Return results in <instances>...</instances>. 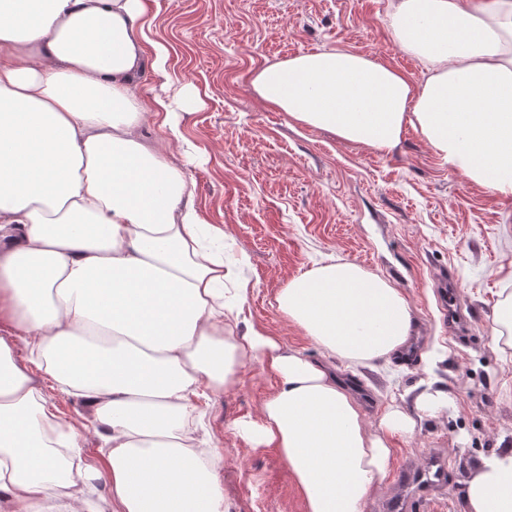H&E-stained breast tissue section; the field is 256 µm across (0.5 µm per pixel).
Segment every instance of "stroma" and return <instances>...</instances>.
<instances>
[{
  "instance_id": "stroma-1",
  "label": "stroma",
  "mask_w": 512,
  "mask_h": 512,
  "mask_svg": "<svg viewBox=\"0 0 512 512\" xmlns=\"http://www.w3.org/2000/svg\"><path fill=\"white\" fill-rule=\"evenodd\" d=\"M134 89L152 103L163 84L193 85L203 101L175 115V130L146 123L142 137L176 154L202 216L223 227L250 283L242 319L319 361L323 355L277 311L287 281L340 258L390 280L408 300L425 343L414 364L398 358L338 369L369 424L392 406L411 409L429 385L454 399L393 442V463L448 462V483L414 512H463L474 468L512 443V356L492 344L491 312L512 277V197L450 172L415 131L380 155L291 121L253 92L254 71L292 55L336 47L379 58L421 81L385 24L388 0H151ZM453 288L469 338L444 326L440 297ZM277 378L255 361L224 395L200 401L208 446L219 448L227 512H305L277 449L254 448L233 430L260 417ZM60 422L75 427L84 466L104 463L103 443L81 402L44 384Z\"/></svg>"
}]
</instances>
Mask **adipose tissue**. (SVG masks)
I'll return each instance as SVG.
<instances>
[{
	"label": "adipose tissue",
	"mask_w": 512,
	"mask_h": 512,
	"mask_svg": "<svg viewBox=\"0 0 512 512\" xmlns=\"http://www.w3.org/2000/svg\"><path fill=\"white\" fill-rule=\"evenodd\" d=\"M146 22L145 0H0V499L44 512L55 490L103 478L110 503L78 496L68 512H225L221 455L195 447L189 423L196 399L233 389L257 360L278 384L237 435L278 450L306 512H363L392 438L453 401L422 391L414 413L389 408L370 431L328 361L398 354L412 313L357 263L317 264L275 297L325 362L242 326L244 259L202 243L181 164L138 134L171 113L131 85ZM385 23L421 82L332 48L258 69L254 93L382 155L415 131L449 171L512 196V0H391ZM43 377L99 425L104 470L73 464L77 436L47 406ZM464 512H512L511 447L476 467Z\"/></svg>",
	"instance_id": "1"
}]
</instances>
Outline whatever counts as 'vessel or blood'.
<instances>
[{
  "label": "vessel or blood",
  "instance_id": "vessel-or-blood-1",
  "mask_svg": "<svg viewBox=\"0 0 512 512\" xmlns=\"http://www.w3.org/2000/svg\"><path fill=\"white\" fill-rule=\"evenodd\" d=\"M448 475L446 459L428 455L421 466H403L398 475V487L385 500V512H411L415 502L435 497L445 487Z\"/></svg>",
  "mask_w": 512,
  "mask_h": 512
}]
</instances>
